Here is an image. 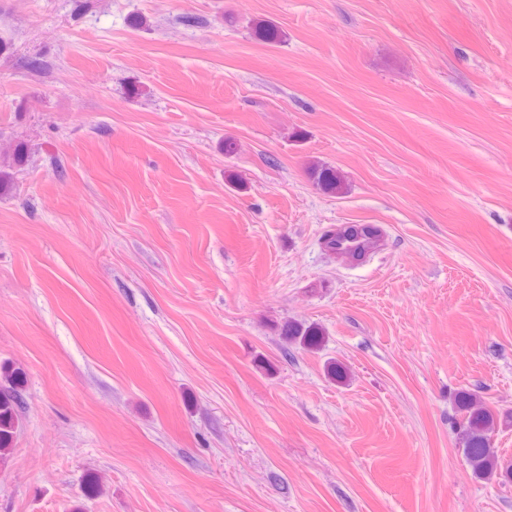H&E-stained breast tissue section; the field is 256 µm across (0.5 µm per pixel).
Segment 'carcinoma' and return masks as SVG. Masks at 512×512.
Listing matches in <instances>:
<instances>
[{
    "mask_svg": "<svg viewBox=\"0 0 512 512\" xmlns=\"http://www.w3.org/2000/svg\"><path fill=\"white\" fill-rule=\"evenodd\" d=\"M316 182L326 189L341 188L342 176L331 168L316 167L312 170ZM285 342L305 349H313L321 340V332L314 326L301 322H287L281 329ZM8 387L0 389V458L9 452L18 427L15 412L17 395L14 385L20 381L16 373L3 376ZM459 428L462 454L468 468L477 478H497L512 482V464L504 461L493 446L492 433L497 418L486 407L477 404V396L463 391L458 397Z\"/></svg>",
    "mask_w": 512,
    "mask_h": 512,
    "instance_id": "carcinoma-1",
    "label": "carcinoma"
}]
</instances>
